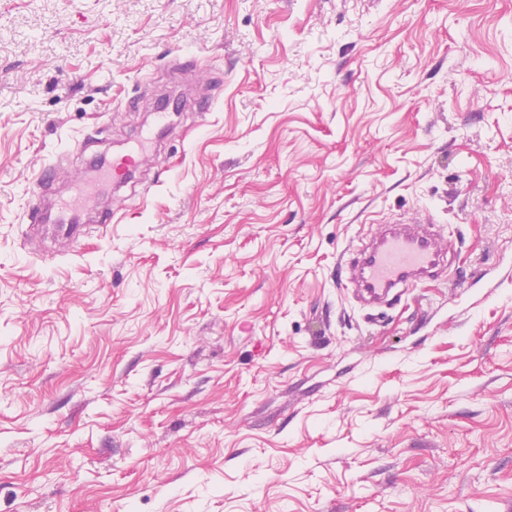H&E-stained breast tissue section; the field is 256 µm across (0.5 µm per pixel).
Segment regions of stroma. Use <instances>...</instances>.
Segmentation results:
<instances>
[{
  "mask_svg": "<svg viewBox=\"0 0 512 512\" xmlns=\"http://www.w3.org/2000/svg\"><path fill=\"white\" fill-rule=\"evenodd\" d=\"M418 210L447 281L361 308ZM0 512H512V0H0ZM139 157L134 152L112 159V183L124 181L138 166Z\"/></svg>",
  "mask_w": 512,
  "mask_h": 512,
  "instance_id": "1",
  "label": "stroma"
}]
</instances>
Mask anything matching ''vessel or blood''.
<instances>
[{
  "instance_id": "vessel-or-blood-1",
  "label": "vessel or blood",
  "mask_w": 512,
  "mask_h": 512,
  "mask_svg": "<svg viewBox=\"0 0 512 512\" xmlns=\"http://www.w3.org/2000/svg\"><path fill=\"white\" fill-rule=\"evenodd\" d=\"M433 224V218L415 215L380 226L367 243L346 250L339 260L345 289L365 302L388 304L405 289L446 279L449 249Z\"/></svg>"
}]
</instances>
